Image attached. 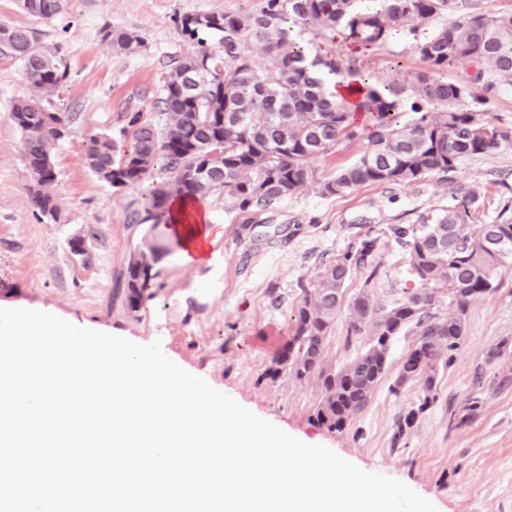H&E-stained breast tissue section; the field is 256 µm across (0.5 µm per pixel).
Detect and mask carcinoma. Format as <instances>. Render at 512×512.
Segmentation results:
<instances>
[{"label":"carcinoma","instance_id":"1","mask_svg":"<svg viewBox=\"0 0 512 512\" xmlns=\"http://www.w3.org/2000/svg\"><path fill=\"white\" fill-rule=\"evenodd\" d=\"M20 8L52 20L65 0H18ZM441 23L415 45L424 69L402 79L378 83L362 72L356 55L343 62L307 60L313 40L305 34L339 33L355 44L354 52L382 47L417 19ZM182 38L193 49L172 60L156 104L159 122L128 120V145L121 148L105 130H91L83 140L90 173L107 187L120 190L157 176L145 197V220L171 223V204L178 198L201 199L222 194L249 214L240 230L254 224L280 201L315 183L324 196H344L362 185L406 184L422 175L445 177L464 160L512 147V123L489 112L487 94L512 84V13L489 15L468 10L466 0H262L245 16L217 11L184 14L176 19ZM219 38L222 52L208 41ZM111 46L136 54L145 40L130 32L106 31ZM262 47L264 68H256L239 45ZM0 57L17 62L34 94L16 100L11 119L22 134V157L30 175L27 192L38 214L58 222L60 207L52 192L58 180L56 154L75 112H53L46 105L69 76L59 53L44 50L31 31L0 22ZM464 60L472 74L466 81L447 77L448 66ZM199 90H185L188 77ZM349 76L361 80L363 99L356 107L371 114L373 125L363 135L354 113L334 99L328 83ZM482 87L484 93L475 92ZM410 102L412 118L401 120ZM367 137L356 161L317 177L313 161L335 152L344 141ZM483 195L461 188L448 208L418 224L391 227L403 249V264L424 289L395 302L380 315L371 295L362 291L344 302L352 271L366 264L377 239L366 238L330 262L316 287L305 291L295 313L292 336L264 378L283 372L298 381L315 380L321 390L314 415L330 432L341 431L367 405L387 371L391 340L413 325L418 339L401 364L397 384L416 381L424 396L397 423V435L413 426L434 401L439 363L449 362L465 336L469 304L498 288L496 269L512 261V197L500 196L495 216L480 219ZM501 242L498 253L486 247L489 234ZM171 247L143 239L130 257L115 293L136 312L153 296L152 270ZM446 286L455 314L431 315L433 296L426 288ZM347 315V336L369 331L371 344L340 369L325 366L324 349L336 317Z\"/></svg>","mask_w":512,"mask_h":512}]
</instances>
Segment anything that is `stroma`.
<instances>
[{
	"instance_id": "stroma-1",
	"label": "stroma",
	"mask_w": 512,
	"mask_h": 512,
	"mask_svg": "<svg viewBox=\"0 0 512 512\" xmlns=\"http://www.w3.org/2000/svg\"><path fill=\"white\" fill-rule=\"evenodd\" d=\"M260 6L261 0H68L61 15L43 20L17 0H0V19L60 50L69 79L50 108L78 115L56 155L60 219L50 223L30 202L22 136L10 117L14 101L31 89L19 64L0 59V306L49 310L144 344L160 341L171 360L260 418L365 471L404 482L438 512H512V264L500 267L496 291L470 304L464 341L450 364L437 370V401L406 436H398L396 423L418 405L422 388L396 378L416 340L413 332L391 341L385 376L342 432L317 423L315 382L286 374L273 382L263 378L292 332L305 289L319 283L325 265L376 237L344 295L365 289L378 308L389 309L415 284L387 228L447 206L460 186L489 196L512 188V147L462 161L449 182L424 175L407 184L360 186L343 197L321 195L311 184L271 209L265 224L247 235L240 232L239 210L223 197H207L203 204L220 230L210 241L208 262L186 264L172 251L154 269V297L136 312L112 293L144 237L165 243L171 235L168 225L154 228L144 220L143 197L152 179L113 192L90 174L83 158L86 131L105 128L120 142L133 113L155 118L156 92L170 60L189 50L177 16L245 15ZM435 27L423 20L414 34H394L367 58L368 71L388 82L398 78L399 67L421 68L414 45ZM109 29L135 32L146 46L135 55L119 53L104 37ZM76 234L86 239L85 254L69 248ZM473 396L481 407L467 419L462 408Z\"/></svg>"
}]
</instances>
